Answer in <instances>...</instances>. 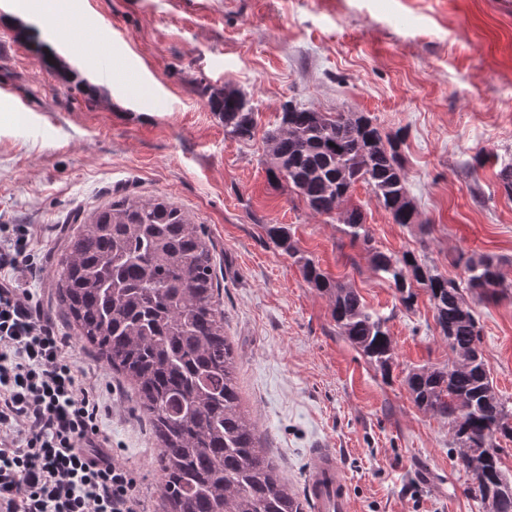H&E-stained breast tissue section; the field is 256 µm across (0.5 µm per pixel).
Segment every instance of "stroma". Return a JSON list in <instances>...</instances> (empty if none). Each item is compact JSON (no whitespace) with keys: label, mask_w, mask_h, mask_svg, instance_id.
I'll list each match as a JSON object with an SVG mask.
<instances>
[{"label":"stroma","mask_w":512,"mask_h":512,"mask_svg":"<svg viewBox=\"0 0 512 512\" xmlns=\"http://www.w3.org/2000/svg\"><path fill=\"white\" fill-rule=\"evenodd\" d=\"M0 0V225L36 224L28 278L99 401L112 454L134 471L142 512H161L158 445L128 384L73 339L52 278L76 211L121 196L163 199L200 224L214 247L224 333L235 352L242 405L295 493L312 448L338 449L354 512H486L469 490L438 416L418 409L409 370L451 357L426 294L412 308L351 244L337 217L314 213L287 182L268 179L266 133L285 104L361 112L401 132L417 219L394 223L357 184L373 245L410 250L456 278L467 258L498 261L504 293L465 294L481 327L496 392L512 402V5L507 0H56L25 18ZM93 88L50 74L20 28ZM245 92L257 128L228 137L206 89ZM290 226L299 250L366 305L389 315L396 360L382 378L338 335L329 296L267 238Z\"/></svg>","instance_id":"stroma-1"}]
</instances>
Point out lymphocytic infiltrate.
I'll return each mask as SVG.
<instances>
[{"mask_svg": "<svg viewBox=\"0 0 512 512\" xmlns=\"http://www.w3.org/2000/svg\"><path fill=\"white\" fill-rule=\"evenodd\" d=\"M35 234L0 225V512H140L91 385L24 284Z\"/></svg>", "mask_w": 512, "mask_h": 512, "instance_id": "lymphocytic-infiltrate-1", "label": "lymphocytic infiltrate"}]
</instances>
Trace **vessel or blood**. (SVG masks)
<instances>
[{"label":"vessel or blood","instance_id":"1","mask_svg":"<svg viewBox=\"0 0 512 512\" xmlns=\"http://www.w3.org/2000/svg\"><path fill=\"white\" fill-rule=\"evenodd\" d=\"M306 474L312 512H352L349 482L335 449L315 448Z\"/></svg>","mask_w":512,"mask_h":512}]
</instances>
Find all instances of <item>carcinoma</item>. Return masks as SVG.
I'll list each match as a JSON object with an SVG mask.
<instances>
[{"mask_svg":"<svg viewBox=\"0 0 512 512\" xmlns=\"http://www.w3.org/2000/svg\"><path fill=\"white\" fill-rule=\"evenodd\" d=\"M28 40L48 70L65 82L76 78L37 36ZM208 105L227 135L254 136L255 113L245 93L214 89ZM266 140L271 180L288 182L313 212L343 217L344 234L364 246L403 306L414 304L417 288L429 296L454 359L408 372V392L419 409L448 424L471 490L483 501L491 491L500 494L499 512H512V480L495 444L499 437L512 440V408L495 391L479 323L463 297L495 299L498 264L490 256L470 257L455 280L431 271L412 251L386 254L371 245L360 208H342L356 184L368 185L396 224L414 223L415 208L400 134H382L364 114L288 104ZM265 232L295 259L309 285L330 296L338 334L389 376L395 362L389 317L300 255L287 226L267 224ZM56 266L53 287L68 324L130 384L159 445L162 512H304L242 409L213 247L199 225L166 201L124 196L75 217Z\"/></svg>","mask_w":512,"mask_h":512,"instance_id":"cac0c4a2","label":"carcinoma"}]
</instances>
